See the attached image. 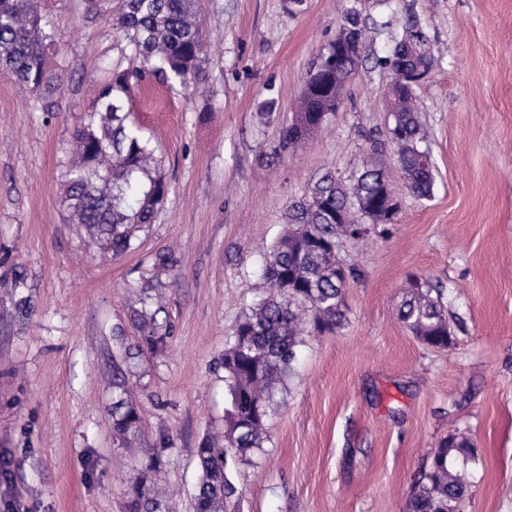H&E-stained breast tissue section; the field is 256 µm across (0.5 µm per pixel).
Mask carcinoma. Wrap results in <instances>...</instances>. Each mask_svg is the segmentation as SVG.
Wrapping results in <instances>:
<instances>
[{
    "label": "carcinoma",
    "mask_w": 512,
    "mask_h": 512,
    "mask_svg": "<svg viewBox=\"0 0 512 512\" xmlns=\"http://www.w3.org/2000/svg\"><path fill=\"white\" fill-rule=\"evenodd\" d=\"M341 23L357 34L350 47L324 48L321 56L336 58L326 72L305 80L302 95L288 126L282 128L279 148L286 150L320 127L336 111V96L358 70L365 22L355 10ZM116 26L128 41L140 66L115 69L100 84L91 110L74 130L78 161L69 170L63 203L71 224L83 227L103 257H118L133 249L138 232L152 223L167 194L158 174L159 159L151 140L129 121L126 104L134 90L152 76L162 82L189 86L201 72L204 37L197 0H120ZM405 37L425 45L411 52L394 47L384 65L428 73L432 48L420 21L407 19ZM57 49L54 31L42 23L40 0H0V69L23 86L48 87L53 76L46 68ZM416 84L390 95L387 106L399 130L393 143V164L373 147L376 158L348 181L328 171L302 198L288 206V229L271 248L262 270L270 293L254 304L238 323L224 349L227 388L224 444L207 441L196 450L198 491L193 512H225L237 494L229 475V456L247 458L267 440L266 421L274 396L292 370L301 342L303 315L319 332L341 325V306L348 280L358 269L339 257L342 240H358L374 224H393L392 182L401 179L417 197L431 195V158H422ZM410 298L400 310L406 327L423 343L443 348L451 340L441 296H432L428 282L409 280ZM141 343L134 349L155 352L158 335L154 314L137 312ZM112 431L123 445L138 444L140 414L126 382L112 379ZM476 462L471 442L452 437L431 451L409 493V512H459L470 487V466ZM163 465L153 453L134 480L126 512H159L162 495L154 475Z\"/></svg>",
    "instance_id": "cac0c4a2"
}]
</instances>
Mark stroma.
<instances>
[{
    "label": "stroma",
    "mask_w": 512,
    "mask_h": 512,
    "mask_svg": "<svg viewBox=\"0 0 512 512\" xmlns=\"http://www.w3.org/2000/svg\"><path fill=\"white\" fill-rule=\"evenodd\" d=\"M210 32L201 79L145 83L131 109L168 193L133 249L103 259L60 204L72 133L91 91L133 63L110 15L49 0L61 87L52 118L0 72V512H124L145 458L112 432V376L127 370L141 443L165 464L163 512H192L196 448L224 436L222 358L266 294L265 258L289 204L322 172L350 177L388 143L375 66L408 16L433 49L416 89L431 198L394 188L398 220L340 256L360 269L332 333L304 332L260 451L236 462L235 512H408L431 448L466 437L477 457L460 512H512V0H198ZM367 29L340 108L278 147L306 73L347 9ZM442 292L447 348L399 318L409 276ZM166 340L126 363L135 312Z\"/></svg>",
    "instance_id": "35a3bbf8"
}]
</instances>
